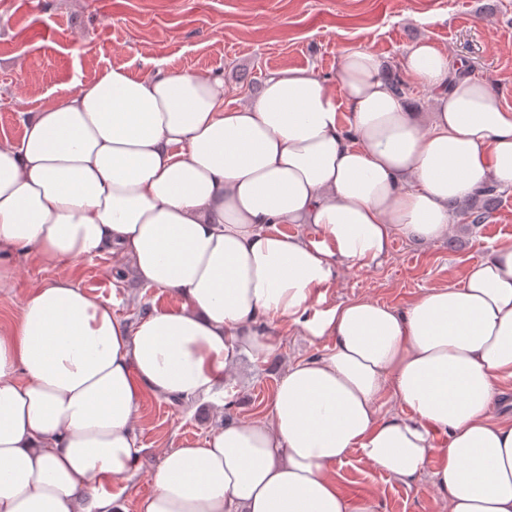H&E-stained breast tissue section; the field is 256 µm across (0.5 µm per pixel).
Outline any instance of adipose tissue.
<instances>
[{"label": "adipose tissue", "mask_w": 512, "mask_h": 512, "mask_svg": "<svg viewBox=\"0 0 512 512\" xmlns=\"http://www.w3.org/2000/svg\"><path fill=\"white\" fill-rule=\"evenodd\" d=\"M403 65L435 99L428 124L350 47L335 82L288 69L232 107L220 76L113 68L0 141V285L19 251L56 267L109 250L177 302L129 323L58 277L0 326V512H115L143 395L223 393L241 354L278 352L282 319L328 352L289 364L263 415L165 451L137 512H374L338 484L353 453L398 483L432 470L444 512H512V416L495 413L512 246L402 309L327 302L341 269L443 238L450 203L512 187V107L429 40ZM387 395L405 414L381 415Z\"/></svg>", "instance_id": "ef3b65f1"}]
</instances>
